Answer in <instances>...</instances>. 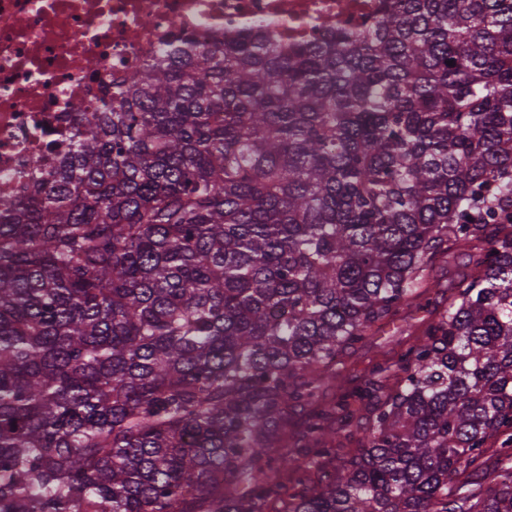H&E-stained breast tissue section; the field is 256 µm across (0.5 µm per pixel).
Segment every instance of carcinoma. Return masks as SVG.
<instances>
[{"mask_svg": "<svg viewBox=\"0 0 512 512\" xmlns=\"http://www.w3.org/2000/svg\"><path fill=\"white\" fill-rule=\"evenodd\" d=\"M72 111L0 197V512H512V0L191 39ZM450 243L448 309L325 399Z\"/></svg>", "mask_w": 512, "mask_h": 512, "instance_id": "1", "label": "carcinoma"}]
</instances>
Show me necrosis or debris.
I'll use <instances>...</instances> for the list:
<instances>
[{
	"mask_svg": "<svg viewBox=\"0 0 512 512\" xmlns=\"http://www.w3.org/2000/svg\"><path fill=\"white\" fill-rule=\"evenodd\" d=\"M382 0H0V195L27 191L31 166L71 147L72 100L111 98L112 79L191 38L255 27L283 48L355 32Z\"/></svg>",
	"mask_w": 512,
	"mask_h": 512,
	"instance_id": "1",
	"label": "necrosis or debris"
}]
</instances>
